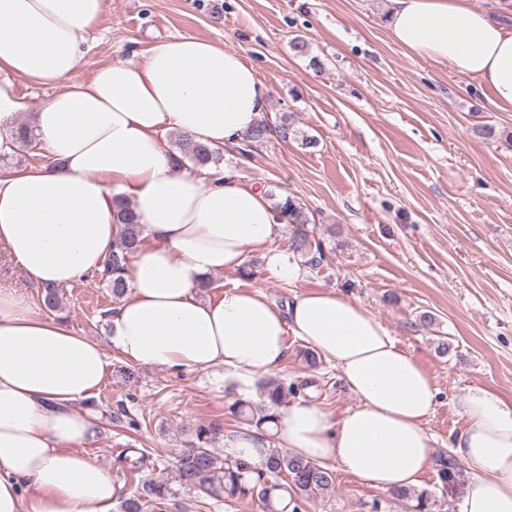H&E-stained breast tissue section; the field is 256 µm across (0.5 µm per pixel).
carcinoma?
<instances>
[{
  "instance_id": "1",
  "label": "carcinoma",
  "mask_w": 512,
  "mask_h": 512,
  "mask_svg": "<svg viewBox=\"0 0 512 512\" xmlns=\"http://www.w3.org/2000/svg\"><path fill=\"white\" fill-rule=\"evenodd\" d=\"M286 141L296 137V130L288 122V116L280 117L273 127L262 120L241 137L236 147L246 155L264 143L271 132ZM37 146V135L33 128L19 125L11 137L0 145V160L4 161L19 151H30ZM177 153L173 158L177 165L188 162L199 169L220 164V151L206 144L180 136L176 141ZM119 232L112 245V253L105 262L101 279L112 288V294L121 297L127 292L124 273L143 242L141 228L133 212L132 204L122 200L117 212ZM296 251L310 257L309 265L317 266L325 260L321 243L313 244L301 240ZM41 301L50 311L61 308L59 288L43 287ZM259 401L236 399L227 407V413L247 427L271 430L276 423V407L285 402L296 390L276 378H268L259 386ZM224 432V423L213 421L194 428L193 440L176 461L177 481L183 487L194 489L199 494L217 499L237 500L244 497L257 498L264 512H305L307 502L323 498L336 489V474L315 461L306 460L280 448L269 449L268 457L261 468L245 462L226 459L214 450V445ZM436 486L444 492L455 493L459 485V470L455 460L440 455L435 461ZM171 487L153 478L141 480V491L125 499L123 512H164ZM401 501L413 504L414 512H435V492L423 488H403L392 492Z\"/></svg>"
}]
</instances>
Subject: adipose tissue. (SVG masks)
Listing matches in <instances>:
<instances>
[{
	"mask_svg": "<svg viewBox=\"0 0 512 512\" xmlns=\"http://www.w3.org/2000/svg\"><path fill=\"white\" fill-rule=\"evenodd\" d=\"M104 6L0 0V126L24 108L12 77L65 84L35 116L53 165L0 175V248L34 285H69L111 253L120 197L131 200L144 239L109 347L0 289V512H112L110 472L73 450L94 434L75 404L103 382L107 348L134 365H221L247 383L284 366L292 335L334 365L357 407L335 421L296 399L279 408L273 435L247 427L226 435L225 456L259 466L276 442L385 490L419 485L432 465L423 422L437 388L358 300L304 292L282 311L258 289L198 295L208 276L235 270L257 247L271 277L298 276L295 256L272 246L282 221L263 189L228 169H178L161 141L173 130L214 148L237 144L266 111L269 87L242 55L192 37L75 80ZM387 28L409 56L448 66L494 106L512 107V31L470 0H389ZM460 403L465 425L451 446L479 475L461 512H512V401L472 386Z\"/></svg>",
	"mask_w": 512,
	"mask_h": 512,
	"instance_id": "adipose-tissue-1",
	"label": "adipose tissue"
}]
</instances>
